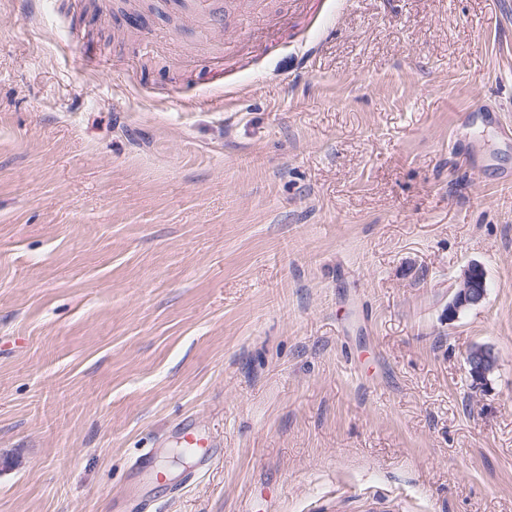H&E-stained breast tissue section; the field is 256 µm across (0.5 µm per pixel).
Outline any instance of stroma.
Returning a JSON list of instances; mask_svg holds the SVG:
<instances>
[{
    "mask_svg": "<svg viewBox=\"0 0 512 512\" xmlns=\"http://www.w3.org/2000/svg\"><path fill=\"white\" fill-rule=\"evenodd\" d=\"M211 9L0 0V512H512V0ZM482 265L472 263L465 268L458 280V287L455 295L457 306H468L469 304H479L486 295V289L489 288V281L480 277ZM488 281V282H487ZM486 282V287H485ZM489 283V284H488ZM179 439L189 446H195L194 458L200 468H205L211 460L220 453V448H213L209 440L193 422L180 424L178 428ZM158 453L159 448H150L138 457L136 466L138 476L148 478L156 483L165 481V472L157 462Z\"/></svg>",
    "mask_w": 512,
    "mask_h": 512,
    "instance_id": "obj_1",
    "label": "stroma"
}]
</instances>
